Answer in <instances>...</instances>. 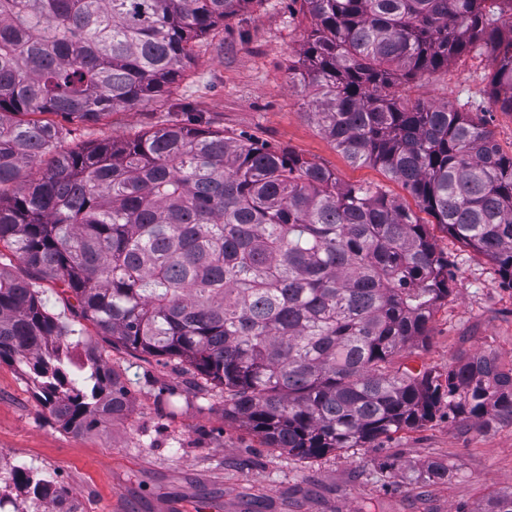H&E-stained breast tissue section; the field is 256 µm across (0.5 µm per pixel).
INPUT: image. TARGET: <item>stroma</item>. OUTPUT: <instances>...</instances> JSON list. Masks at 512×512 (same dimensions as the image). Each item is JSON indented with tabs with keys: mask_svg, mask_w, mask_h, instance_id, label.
Masks as SVG:
<instances>
[{
	"mask_svg": "<svg viewBox=\"0 0 512 512\" xmlns=\"http://www.w3.org/2000/svg\"><path fill=\"white\" fill-rule=\"evenodd\" d=\"M314 25L293 0H251L199 40L193 64L164 98L96 124L71 123L58 148L133 139L193 117L203 128L294 152L342 183L414 205L408 189L380 167L350 163L313 116L314 89L291 82ZM496 64L490 49L472 51L406 85L404 93L471 113L487 106ZM418 217L450 261L449 292L429 325L428 345L408 365L443 372L452 360L474 354L512 361V288L502 286L493 263L448 237L431 215ZM40 293L53 314L81 332L70 350L73 366L100 350L120 369L131 396L123 415L75 432L51 416L17 364L0 362V453L69 490L79 512H456L461 506L478 512L489 492L512 487L510 423L480 431L439 415L372 448L301 459L225 419L223 398L196 389L193 369H174L164 358L139 356L95 335L60 284L41 282ZM434 460L448 464L450 480L416 485L386 479L379 468L389 461L421 471Z\"/></svg>",
	"mask_w": 512,
	"mask_h": 512,
	"instance_id": "1",
	"label": "stroma"
}]
</instances>
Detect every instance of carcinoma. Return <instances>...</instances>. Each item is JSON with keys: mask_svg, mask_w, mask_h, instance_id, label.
Instances as JSON below:
<instances>
[{"mask_svg": "<svg viewBox=\"0 0 512 512\" xmlns=\"http://www.w3.org/2000/svg\"><path fill=\"white\" fill-rule=\"evenodd\" d=\"M315 19L299 84L353 164L381 167L448 235L512 288V154L487 122L402 99L403 82L480 42L497 58L489 107L512 112V39L501 0H291ZM252 0H0V361L19 364L50 411L82 432L123 414L130 391L94 350L89 388L69 368L72 325L39 279L61 283L99 336L191 366L224 418L302 459L432 421L512 423V362L490 378L464 356L410 370L448 300V258L399 199L344 185L300 155L194 122L58 151L63 127L163 96L200 38ZM46 163L37 179L26 169ZM432 462L410 481L448 478ZM75 512L24 466L0 476V512ZM481 512H512V487Z\"/></svg>", "mask_w": 512, "mask_h": 512, "instance_id": "carcinoma-1", "label": "carcinoma"}]
</instances>
